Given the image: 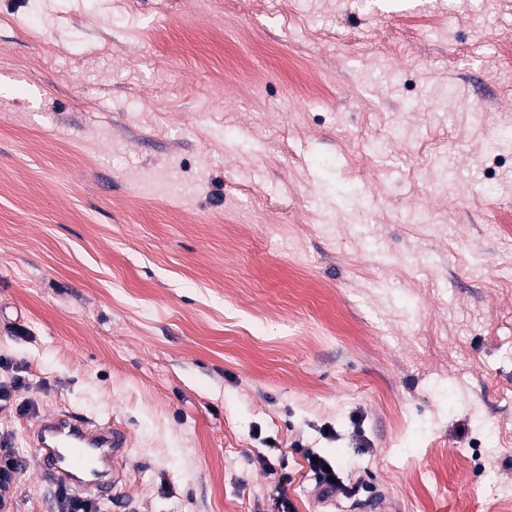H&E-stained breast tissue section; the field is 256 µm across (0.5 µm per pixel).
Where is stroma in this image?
I'll return each mask as SVG.
<instances>
[{
  "label": "stroma",
  "mask_w": 512,
  "mask_h": 512,
  "mask_svg": "<svg viewBox=\"0 0 512 512\" xmlns=\"http://www.w3.org/2000/svg\"><path fill=\"white\" fill-rule=\"evenodd\" d=\"M506 128L512 0H0L17 512L61 409L126 429L105 512H495ZM304 457L308 463L309 471L312 473L316 486L319 489L318 497L324 499L336 489H344L336 466L327 458L312 450L306 449ZM312 457L317 458V462H312ZM328 465L331 472L324 470V466ZM335 478V481H332Z\"/></svg>",
  "instance_id": "stroma-1"
}]
</instances>
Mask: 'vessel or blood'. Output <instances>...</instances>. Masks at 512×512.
Instances as JSON below:
<instances>
[{
  "label": "vessel or blood",
  "mask_w": 512,
  "mask_h": 512,
  "mask_svg": "<svg viewBox=\"0 0 512 512\" xmlns=\"http://www.w3.org/2000/svg\"><path fill=\"white\" fill-rule=\"evenodd\" d=\"M39 468L52 484L105 501L125 480L128 437L110 423L70 412L44 417L35 433Z\"/></svg>",
  "instance_id": "1"
}]
</instances>
